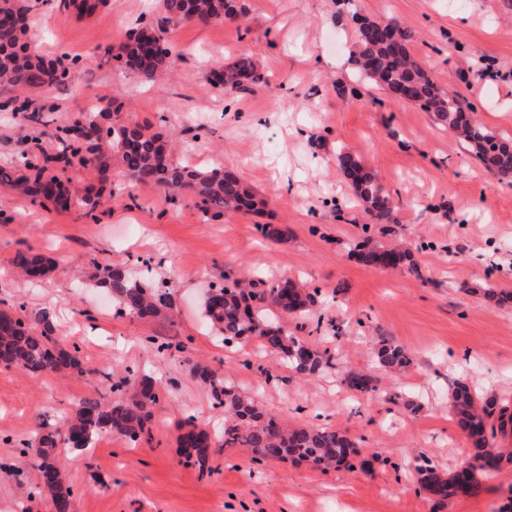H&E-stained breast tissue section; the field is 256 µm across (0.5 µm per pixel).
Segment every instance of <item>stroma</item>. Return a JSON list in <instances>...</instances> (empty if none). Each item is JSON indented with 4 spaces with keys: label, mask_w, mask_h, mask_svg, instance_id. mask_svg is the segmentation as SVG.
<instances>
[{
    "label": "stroma",
    "mask_w": 512,
    "mask_h": 512,
    "mask_svg": "<svg viewBox=\"0 0 512 512\" xmlns=\"http://www.w3.org/2000/svg\"><path fill=\"white\" fill-rule=\"evenodd\" d=\"M28 3L32 50L80 59L68 91L36 97L52 106L54 125L96 105L161 125L177 144L175 162L234 171L268 205L207 222L194 200L172 203L152 184L127 188L117 165L103 173L51 166L111 197V212L97 220L0 187V308L54 311L57 337L78 347L87 370L78 378L0 367V512H53L23 449L40 428L62 427L107 374H147L164 386L142 442L108 433L81 455L59 445L72 512H512L510 469L483 479L476 495L441 503L419 488L417 473L427 460L453 470L470 447L448 412L456 379L512 398V306L482 294L489 285L512 291V184L417 106L373 87L357 100L338 92L354 84L349 16L388 17L415 32L410 51L439 87L512 138V0H245L236 20L207 25L165 22L158 0H109L81 19L59 0ZM145 25L163 30L174 56L172 74L152 83L103 62L107 48ZM243 53L260 81L243 91L214 87L212 69ZM49 134L23 113L0 111V166L48 145ZM342 150L378 174L398 223H373L353 201L336 160ZM264 224L281 239L265 238ZM365 237L411 244L418 273L360 265L351 250ZM20 250L45 255L52 270L35 282L16 277ZM145 259L154 284L170 282L172 307L146 320L116 313L92 279L95 265L137 271ZM227 273L317 289L305 318L286 314L281 323L334 353L335 367L302 377L275 364L260 340L225 346L203 308ZM384 337L409 352L403 375L375 366L372 350ZM201 359L284 422L360 440L353 469L257 462L249 449L224 447V410L190 371ZM352 371L374 376L375 391L344 386ZM189 416L212 437V474L186 464L177 446Z\"/></svg>",
    "instance_id": "35a3bbf8"
}]
</instances>
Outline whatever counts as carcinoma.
Here are the masks:
<instances>
[{"instance_id": "1", "label": "carcinoma", "mask_w": 512, "mask_h": 512, "mask_svg": "<svg viewBox=\"0 0 512 512\" xmlns=\"http://www.w3.org/2000/svg\"><path fill=\"white\" fill-rule=\"evenodd\" d=\"M107 0H69L67 7L80 17L93 14ZM160 7L169 23L208 24L240 14L239 0H161ZM366 29L359 30L350 54L357 79L384 92L411 87L408 102L430 113L434 122L461 138L479 161L501 182L512 184V139L488 131L473 117V106L448 95L432 79L425 64L414 56L409 46L415 34L393 21L364 19ZM30 8L27 0H0V106L25 112L30 123L49 125L46 110L33 101L19 98L29 92H51L67 88L76 58L62 53L53 59L34 54L30 49ZM106 61L146 81L166 75L173 66L172 50L162 36L150 27L130 35L115 53L107 52ZM215 83L227 91L244 90L247 82L260 80L248 55L212 70ZM56 149L53 160L67 166L106 170L117 160L131 185L154 184L171 193L172 200L187 196L206 218H218L226 211H251L257 200L251 189L234 173L206 172L171 160L168 142L152 126L112 119L106 109L78 112L72 123L55 128L51 134ZM337 161L353 196L377 224L396 223V211L390 195L377 175L361 159L341 151ZM19 175L12 168L0 167V187L33 202L49 203L57 211L84 206L87 214L100 205L90 193L83 195L71 185L48 172L39 159L20 154ZM354 255L365 266L375 269L419 273L411 249L386 248L366 238L355 244ZM16 271L25 278L38 279L47 274L44 259L20 251L13 258ZM94 278L118 306L139 318H151L172 306L169 289L153 287L132 278L120 267L101 266L93 261ZM313 303L306 289L286 279L267 282L224 276V285L211 286L203 316L211 329L226 344L245 345L261 340L265 349L279 357L294 373L310 376L335 365L328 350L290 336L279 314L301 315ZM55 329L47 311L30 314L26 306L0 309V366L33 373L64 372L81 376L85 368L78 347L68 350L54 336ZM376 365L390 373L404 372L410 358L402 346L389 338L379 341ZM191 371L210 391L214 404L224 408V447L243 445L252 450L254 459L263 462L294 461L322 470L352 466L351 458L360 453L357 443L346 433L307 425L284 426L270 411L258 405L244 391L228 384L212 367L197 362ZM347 386L361 393L375 391L373 378L354 372L346 378ZM162 383L150 376L137 380L129 376L112 382L108 397L103 391L80 399L64 421V434L48 431L32 442L25 453L37 460L39 486L51 496L54 512H72L73 492L66 475L56 461V448L64 440L71 448L86 453L100 435L116 434L136 444L149 435L153 407ZM448 407L460 430L471 440L467 465L455 472L434 467L420 471V487L436 502L451 497L475 494L480 478L512 466V448H501L496 437L512 438V406L496 397L473 393L463 382L454 384ZM177 438L185 458L199 471L211 473L209 433L186 418Z\"/></svg>"}]
</instances>
